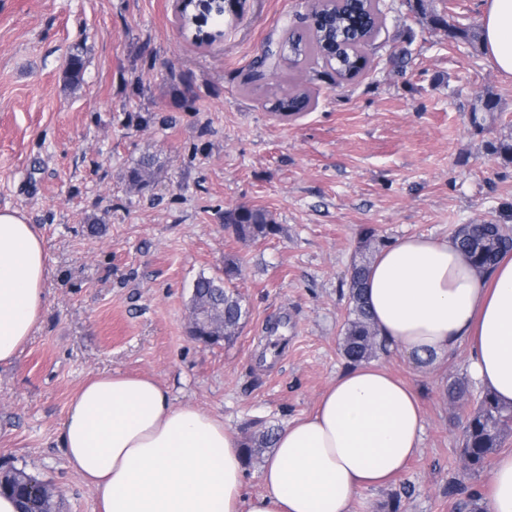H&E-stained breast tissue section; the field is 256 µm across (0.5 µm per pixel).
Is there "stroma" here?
<instances>
[{
  "mask_svg": "<svg viewBox=\"0 0 512 512\" xmlns=\"http://www.w3.org/2000/svg\"><path fill=\"white\" fill-rule=\"evenodd\" d=\"M313 0H246L224 19V40L199 46L178 30L173 0H0V209L20 211L47 250L48 304L16 362L0 366V471L52 481L61 512H101L66 462L60 425L76 390L106 371L146 374L172 394L222 416L238 435L285 426L314 411L347 364L338 339L350 267L366 229L383 243L440 240L463 224L498 220L512 205V165L488 141L512 133V75L481 43L422 23L412 0H379L370 64L336 84L320 58L248 76L268 42L303 28ZM450 23L481 29L487 0H427ZM85 68L65 81L70 50ZM188 82L187 97L175 89ZM310 107L288 120L269 110L283 90ZM499 106L482 129L481 98ZM156 156L153 187L125 174ZM257 207L283 228L239 242L225 210ZM103 217L99 234L87 218ZM241 260L249 310L231 343L188 333L196 278ZM381 362L419 395L425 428L406 471L363 491L352 512H457L448 483L462 476L461 422L448 380L468 378L458 347L439 367L399 351Z\"/></svg>",
  "mask_w": 512,
  "mask_h": 512,
  "instance_id": "1",
  "label": "stroma"
}]
</instances>
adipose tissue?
<instances>
[{
	"label": "adipose tissue",
	"instance_id": "obj_1",
	"mask_svg": "<svg viewBox=\"0 0 512 512\" xmlns=\"http://www.w3.org/2000/svg\"><path fill=\"white\" fill-rule=\"evenodd\" d=\"M482 29L489 60L512 75V0H488ZM46 263L34 226L0 210V364L35 334ZM365 300L379 335L414 362L438 366L467 344L472 378L512 406V256L481 276L451 241L406 236L376 256ZM423 430L412 387L370 362L337 376L314 413L279 431L256 496L245 492L242 442L223 419L175 406L148 375L87 380L60 443L102 512H351L361 492L404 471ZM483 495L488 512H512V453L495 458Z\"/></svg>",
	"mask_w": 512,
	"mask_h": 512
}]
</instances>
